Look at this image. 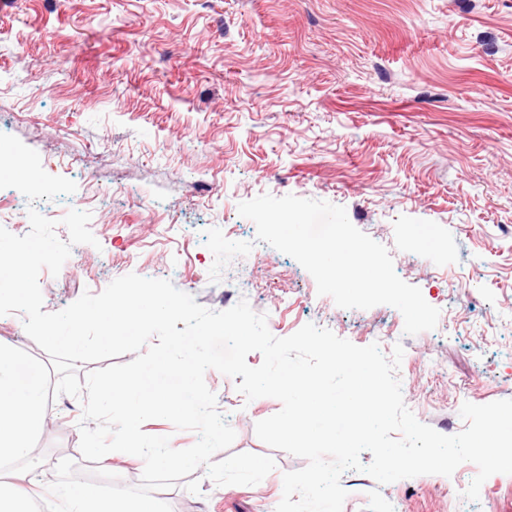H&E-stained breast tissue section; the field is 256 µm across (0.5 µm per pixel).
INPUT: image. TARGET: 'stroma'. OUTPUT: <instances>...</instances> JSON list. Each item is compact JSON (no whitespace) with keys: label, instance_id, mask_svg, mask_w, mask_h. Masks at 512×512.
Listing matches in <instances>:
<instances>
[{"label":"stroma","instance_id":"stroma-1","mask_svg":"<svg viewBox=\"0 0 512 512\" xmlns=\"http://www.w3.org/2000/svg\"><path fill=\"white\" fill-rule=\"evenodd\" d=\"M0 133L77 185L33 205L0 189V226L26 234L33 206L64 240L69 210L91 214L96 245L39 275L44 311L135 273L213 311L247 300L279 338L312 323L387 356L402 345L404 402L441 434L464 429L463 403L512 399V0H0ZM262 194L343 206L439 309L436 328L409 336L391 306L319 295L240 216ZM212 227L253 244L216 282ZM205 382L236 432L216 460L276 468L254 486L200 468L156 498L172 512H275L283 473L306 464L255 434L280 401L246 400L213 369ZM82 411L52 402L37 482L60 459L83 464ZM477 473L466 462L380 485L349 470L342 512H512V475L463 497Z\"/></svg>","mask_w":512,"mask_h":512}]
</instances>
